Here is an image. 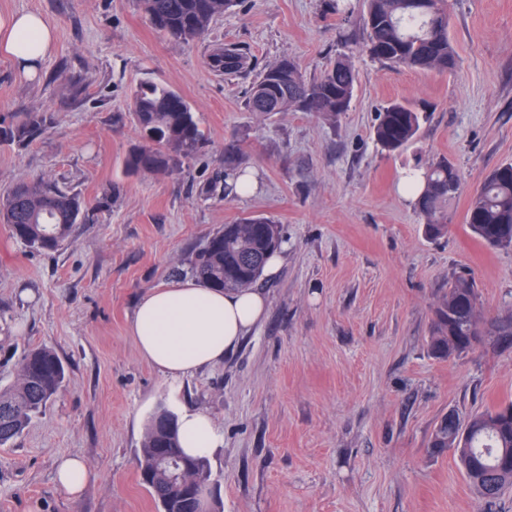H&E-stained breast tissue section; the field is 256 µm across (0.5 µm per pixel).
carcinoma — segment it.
Returning a JSON list of instances; mask_svg holds the SVG:
<instances>
[{
	"instance_id": "carcinoma-1",
	"label": "carcinoma",
	"mask_w": 512,
	"mask_h": 512,
	"mask_svg": "<svg viewBox=\"0 0 512 512\" xmlns=\"http://www.w3.org/2000/svg\"><path fill=\"white\" fill-rule=\"evenodd\" d=\"M233 0H141L151 25L178 43H189L207 32L214 20L224 16ZM364 25L368 31L366 51L391 68L426 72L453 71L458 64L448 34L452 0H365ZM210 68L226 77L253 71L246 49L236 45L217 47L208 55ZM355 85L350 62L338 58L319 78L306 81L297 63L284 58L261 70L253 79L245 105L262 114L285 112L291 107L304 112L334 115L346 112ZM132 120L148 144L133 148L125 162L131 174L142 171L168 174L182 160L198 155L205 138L190 105L174 89L143 82L132 96ZM423 116L410 102H392L379 114L374 127L380 146L396 152L412 142ZM46 116L29 112L5 141L24 143L45 126ZM457 190L448 193V184ZM461 177L456 166L436 161L421 172L420 183L409 184L417 193L416 206L432 237L448 232V205L459 195ZM87 202L77 193L62 189L51 180L20 182L0 194V223L26 246L55 252L75 225L86 218ZM471 235L482 244L512 250V162L493 169L471 196L465 215ZM282 244L280 225L268 217L251 216L209 235L192 254L187 272L212 288L241 290L262 275L263 266ZM479 295L475 281L455 278L435 308L430 354L449 359L466 352L464 340L482 335ZM18 377L0 388V446L18 438L32 418L51 403L65 385L67 369L62 359L46 347L28 348L21 354ZM177 416L165 408L149 419L139 450L142 485L156 501L159 512H197V505L169 480L168 470L158 463L160 455L193 464L192 474L205 476L212 484L209 461L181 451ZM429 452H453L469 483L486 501L497 499L512 488V418L498 408L448 421L443 415L428 442Z\"/></svg>"
}]
</instances>
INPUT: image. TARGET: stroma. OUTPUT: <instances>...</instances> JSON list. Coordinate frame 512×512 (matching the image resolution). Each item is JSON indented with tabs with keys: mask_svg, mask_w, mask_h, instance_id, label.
I'll return each mask as SVG.
<instances>
[{
	"mask_svg": "<svg viewBox=\"0 0 512 512\" xmlns=\"http://www.w3.org/2000/svg\"><path fill=\"white\" fill-rule=\"evenodd\" d=\"M364 9L236 0L204 37L178 44L139 0H0V15L41 13L57 35L36 80L0 58V130L28 112L49 118L34 140L0 144V189L48 179L93 206L49 254L0 224V386L27 347L53 349L69 372L0 447V512H159L137 456L161 407L203 411L221 430L209 462L222 512H512V492L485 507L452 453L428 452L443 414L512 400V336L482 337L450 360L428 352L437 300L460 275L475 279L484 322L512 319V250L484 246L465 224L473 190L512 162V0H454L459 66L447 75L363 53ZM226 44L247 48L259 70L291 58L310 79L348 56V111H248L252 76L228 79L207 62ZM143 81L181 93L207 139L170 174L125 168L143 142L130 118ZM394 101L424 116L398 154L373 134ZM443 157L463 188L433 239L401 183ZM228 167L254 170L257 190L224 195ZM256 215L280 224L285 247L278 275L257 282L265 317L221 365L164 376L129 334L137 300L181 281L209 233ZM68 456L91 473L75 498L54 480Z\"/></svg>",
	"mask_w": 512,
	"mask_h": 512,
	"instance_id": "stroma-1",
	"label": "stroma"
}]
</instances>
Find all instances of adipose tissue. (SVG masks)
Segmentation results:
<instances>
[{
    "label": "adipose tissue",
    "mask_w": 512,
    "mask_h": 512,
    "mask_svg": "<svg viewBox=\"0 0 512 512\" xmlns=\"http://www.w3.org/2000/svg\"><path fill=\"white\" fill-rule=\"evenodd\" d=\"M56 30L36 12L0 15V57L26 78H37L53 52ZM261 290L217 291L186 280L145 292L138 300L129 332L145 360L162 374L180 378L222 363L263 318ZM183 449L208 455L222 435L203 412L179 418Z\"/></svg>",
    "instance_id": "obj_1"
}]
</instances>
